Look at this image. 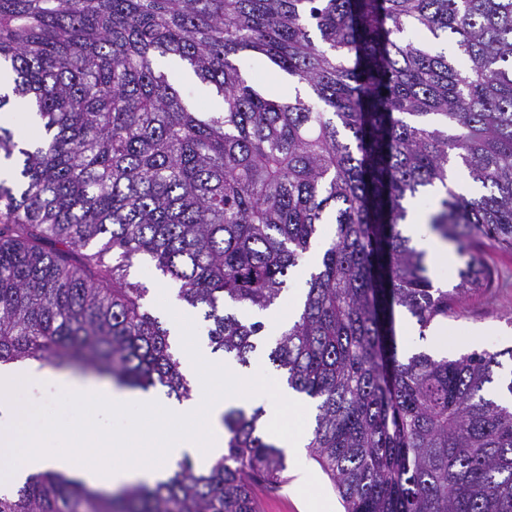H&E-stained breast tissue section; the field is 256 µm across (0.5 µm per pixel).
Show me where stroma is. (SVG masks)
<instances>
[{
	"mask_svg": "<svg viewBox=\"0 0 512 512\" xmlns=\"http://www.w3.org/2000/svg\"><path fill=\"white\" fill-rule=\"evenodd\" d=\"M331 234V225H323L318 247L312 248L305 261L293 270L279 305L264 314L266 334L276 335L280 325L294 315L309 271ZM480 252L491 273L490 287L468 294L457 304L456 317L444 321L448 328L444 336L435 335L430 329L420 330L409 314H399L398 326L407 329L406 335L399 338L401 345L444 355L512 346V323L507 320L512 313V249L487 240L481 244ZM129 279L147 287V308L163 322H171L177 304L173 286L152 266L140 261L130 268ZM16 398L32 406L37 422L51 429L71 425L85 413L77 398L48 386L22 390ZM286 465L287 484L282 486L280 495L263 500L262 512H343L330 479L314 460L290 459Z\"/></svg>",
	"mask_w": 512,
	"mask_h": 512,
	"instance_id": "obj_1",
	"label": "stroma"
}]
</instances>
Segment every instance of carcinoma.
Masks as SVG:
<instances>
[{
  "mask_svg": "<svg viewBox=\"0 0 512 512\" xmlns=\"http://www.w3.org/2000/svg\"><path fill=\"white\" fill-rule=\"evenodd\" d=\"M242 55L294 94L249 83ZM169 57L223 111L185 98ZM1 70L0 366L80 365L188 400L128 269L175 284L212 351L246 367L258 317L332 220L297 315L263 350L316 404L307 448L344 512H512V400L491 390L512 346L401 357L396 336L397 313L423 332L490 286L477 243L512 248V0H0ZM452 168L486 192L456 191ZM430 189V231L467 257L451 289L402 230ZM262 415L225 412L224 455L204 469L186 457L112 492L37 473L0 512H261L257 486L286 469Z\"/></svg>",
  "mask_w": 512,
  "mask_h": 512,
  "instance_id": "carcinoma-1",
  "label": "carcinoma"
}]
</instances>
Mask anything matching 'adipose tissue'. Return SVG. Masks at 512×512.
Instances as JSON below:
<instances>
[{
  "mask_svg": "<svg viewBox=\"0 0 512 512\" xmlns=\"http://www.w3.org/2000/svg\"><path fill=\"white\" fill-rule=\"evenodd\" d=\"M188 313L176 321L175 336L182 347V361L189 375H197L201 362L210 361L215 372L229 383L224 389H197L191 400L161 404L152 392L132 393L112 385L88 384L52 371L29 360L20 367L0 370V489L13 490L32 473L53 470L74 477L86 485L115 489L138 482L149 485L165 480L171 468L184 456L201 460L224 453V427L221 418L226 409L259 406L269 424H276L296 398L286 388L268 391L259 387L236 385L237 372L227 362L211 360L203 345L190 339L186 324ZM51 385L87 402L88 419L79 423L83 436L72 440L70 432H58L66 452L50 455L45 451L48 430L29 424L30 407L16 402L13 394L23 386ZM136 407L140 418L133 425L106 432L95 429L92 418L101 412L119 414ZM172 418L191 420V428L172 430ZM124 455L121 465L104 462L107 453Z\"/></svg>",
  "mask_w": 512,
  "mask_h": 512,
  "instance_id": "obj_1",
  "label": "adipose tissue"
}]
</instances>
